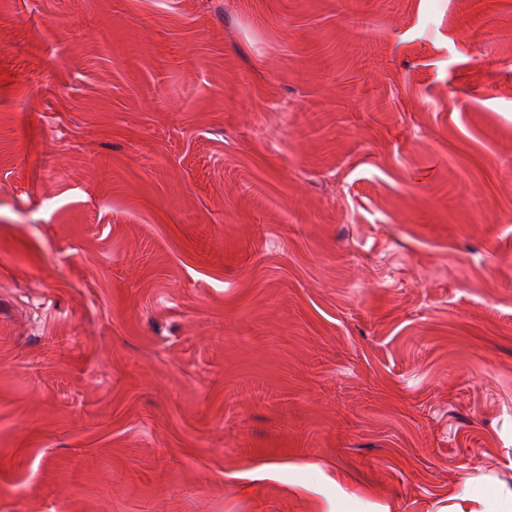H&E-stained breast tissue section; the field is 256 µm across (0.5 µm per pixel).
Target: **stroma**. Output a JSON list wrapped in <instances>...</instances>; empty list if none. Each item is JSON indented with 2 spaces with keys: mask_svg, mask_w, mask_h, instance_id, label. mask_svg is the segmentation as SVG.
Listing matches in <instances>:
<instances>
[{
  "mask_svg": "<svg viewBox=\"0 0 512 512\" xmlns=\"http://www.w3.org/2000/svg\"><path fill=\"white\" fill-rule=\"evenodd\" d=\"M512 489V0H0V512H478ZM466 493L479 501L483 506L482 512H511L512 511V490L493 486L489 487L484 483L467 478L464 483ZM478 489L477 493L472 491Z\"/></svg>",
  "mask_w": 512,
  "mask_h": 512,
  "instance_id": "stroma-1",
  "label": "stroma"
}]
</instances>
